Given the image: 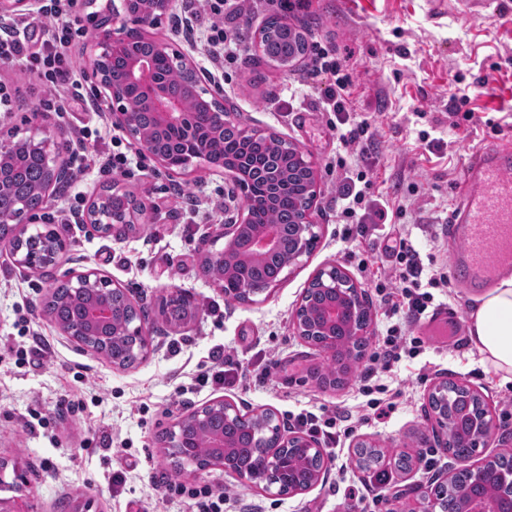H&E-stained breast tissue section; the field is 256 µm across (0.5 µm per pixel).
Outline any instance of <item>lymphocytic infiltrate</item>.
<instances>
[{"label": "lymphocytic infiltrate", "mask_w": 512, "mask_h": 512, "mask_svg": "<svg viewBox=\"0 0 512 512\" xmlns=\"http://www.w3.org/2000/svg\"><path fill=\"white\" fill-rule=\"evenodd\" d=\"M196 32L209 49L213 58L233 61L240 51V40L233 29L238 12L237 0H198ZM39 13L45 32L39 47H31L11 33L0 35V63L27 62L37 73L47 94L41 99V107L48 112H62L75 104H86L87 95L82 84L75 78V66L68 48L76 38L86 36L87 25L95 19L94 13H82L79 0H47ZM314 59L311 76L324 73L335 75L334 86L328 87L319 100L322 111L335 113L339 123L338 142L341 147L351 148L349 160L338 161L340 170L338 198L343 204L341 215L347 228L346 239L366 237L371 225L387 223L389 218L399 217L405 205L373 202L366 197V187L371 180L365 165L369 151L375 148V133L368 119L351 121V87L347 77L341 76V65L329 51L321 46L312 49ZM394 261L398 286L394 296L385 297L387 317H404L406 322L418 321L433 301L432 288L446 284V277L423 278V267L418 252L407 243L389 248ZM294 427L303 429L311 436L321 438L328 449H335L342 436L350 434L354 425L345 412L333 416L301 412L293 416Z\"/></svg>", "instance_id": "lymphocytic-infiltrate-1"}]
</instances>
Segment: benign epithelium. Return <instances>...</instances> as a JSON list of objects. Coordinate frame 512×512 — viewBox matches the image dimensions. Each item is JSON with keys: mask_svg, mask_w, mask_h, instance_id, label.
Masks as SVG:
<instances>
[{"mask_svg": "<svg viewBox=\"0 0 512 512\" xmlns=\"http://www.w3.org/2000/svg\"><path fill=\"white\" fill-rule=\"evenodd\" d=\"M123 10L112 9V13L103 17L95 34L93 50V76L101 87L102 101L112 111V119L124 127L133 140L151 153L158 163L166 169L186 171L194 165V161H203L217 171L224 172L229 187L224 191V249L221 251H206L202 256L201 271L208 274L207 267L214 264H224L236 255L240 238H247L245 250L255 262H264L277 255H282L278 272L297 265L300 259L308 255L318 238L316 225L312 221V207L317 196V174L315 163L298 146L291 144L273 132L264 136L273 146L282 151L289 150L297 153L301 167L304 168V182L288 186L302 195V199L288 224L265 225L259 230H253V212L250 200L251 166L248 164L230 165L224 160L219 135L223 129L235 123V115L224 108V104L213 98L209 101H199L203 108L210 110L208 116L215 128L212 137L205 140L202 152L183 156L178 163H173L166 154L152 148V141L136 125L135 113L126 108L127 88L137 86L144 106L154 111L156 125L160 129L176 127L178 130L192 135L194 128L190 121L194 113L188 111V102L184 98L169 95L165 88L164 79L157 74L153 61L149 57L133 58L128 66L120 73H108L106 64L113 54L122 51L131 35L125 25L126 18H131L134 25L144 29L155 24L158 17L169 12L172 0H121ZM119 27H114L115 23ZM157 51L161 55H172L184 69L196 74L190 61L177 49L167 42H156ZM30 148L44 154L48 160L60 156L67 149V132L63 128H55L53 136L47 140L30 142ZM77 173L64 164L53 166L51 181L46 194L62 182L72 181ZM24 225L19 216H0V248L9 249L16 257V262L29 266L26 257L20 255L16 244L23 241ZM70 295L83 300L86 295L95 293L97 297L86 304L84 314L88 331L58 326L61 333L69 340L78 344L86 351L102 354L104 344L112 338L107 324L112 313L106 296L108 288L117 287L110 278L97 269H86L72 273L66 280ZM318 287L328 293L331 300L322 310L306 317L301 310H296L294 328L308 344L315 346L330 355H336V332L339 328L352 323V320L365 312L360 328L354 329V335L363 340L358 354H363L365 345L371 337V321L368 317L369 307L361 287L351 278L341 266L329 264L319 269L309 283V287ZM123 335L131 344L133 354L138 361L148 360L155 352L152 331L146 315L137 311L130 316L123 328ZM465 387L457 381L448 379L437 382L428 395V405L438 423H446V417L441 415L437 401L439 395L446 391L448 384ZM203 427L209 432L210 447L219 449L215 455L205 457L195 463L194 474H201L214 467L224 464L222 449L232 447V437L225 434V427L240 425L243 430L260 433L259 449L254 451L247 468L239 476L263 484L265 491L277 487L279 495L303 494L315 487L323 478L328 465L324 450L318 443L303 434L286 432L282 427L277 413L271 409H260L246 417L238 407L226 400H214L202 405L194 411L180 417L173 426L162 434L164 456L176 468L180 469L189 461L192 450L188 448L182 437V427L186 422ZM14 482L11 488L17 495L11 498H0V512H34L29 495L27 480L24 473V463L20 459L13 460ZM455 477L451 476L439 486L433 495H424L419 509L412 512H438L439 499L444 497L448 488L452 487ZM463 512H512V483H507L502 490L490 495L479 485H474L466 492V505Z\"/></svg>", "mask_w": 512, "mask_h": 512, "instance_id": "7a95c632", "label": "benign epithelium"}]
</instances>
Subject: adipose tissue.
<instances>
[{
    "instance_id": "ef3b65f1",
    "label": "adipose tissue",
    "mask_w": 512,
    "mask_h": 512,
    "mask_svg": "<svg viewBox=\"0 0 512 512\" xmlns=\"http://www.w3.org/2000/svg\"><path fill=\"white\" fill-rule=\"evenodd\" d=\"M468 334L482 364L499 374L501 384L512 383V277L500 279L477 298Z\"/></svg>"
}]
</instances>
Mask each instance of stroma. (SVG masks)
I'll use <instances>...</instances> for the list:
<instances>
[{
  "mask_svg": "<svg viewBox=\"0 0 512 512\" xmlns=\"http://www.w3.org/2000/svg\"><path fill=\"white\" fill-rule=\"evenodd\" d=\"M236 30L244 50L234 63L215 71L225 107L241 126L271 130L311 155L318 176L312 219L319 238L308 256L286 270L283 280L256 302L226 300L215 283L199 272L204 250H219L224 222V177L200 163L191 172L166 170L128 133L113 126L111 138L87 143L88 159L105 151L125 153L142 163L132 178L80 169L76 179L58 186L47 210L69 206L75 196L91 204L102 190L117 186L150 208L148 224L111 237L90 225L75 224L65 238L56 266L19 267L0 250V457L25 459L37 512H184L179 499H161L153 476L171 474L159 444L160 434L178 417L218 399L235 402L242 412L275 410L281 419L309 407L353 411L362 402L361 378L371 368L390 324L376 287L390 274L387 241L405 239L418 251L424 276L451 275L453 246L445 234L448 216L466 165L479 148L512 146V0H304L303 7L281 8L278 0H243ZM189 11L174 0L148 34L172 43L193 62L201 57L194 38L180 23ZM288 19L308 43L335 53L353 84L354 117L373 122L379 151L367 159L372 170L371 198L398 196L408 203L404 218L378 225L371 236L346 241L336 201V132L333 113L317 110L318 94L333 83L331 74L308 79L311 57L291 70L259 60L257 32L270 18ZM0 86L8 88V111L0 112V139L49 136L54 126L111 124V113L74 110L49 125L33 117L40 92L37 75L25 66L0 64ZM458 98L459 113L448 112ZM342 266L364 289L372 315L369 354L355 364L338 387L319 383L316 373L329 355L306 343L293 329V317L309 279L324 265ZM368 273H361V266ZM99 269L126 289L144 308L157 347L145 363L121 368L62 336L44 308L56 280L70 272ZM185 292L196 311L188 325L162 317L159 303L173 291ZM434 306L459 312L447 339L429 335L427 320L412 334L421 341L413 357H402L379 373L395 407L346 438L338 459L322 481L298 495L276 496L247 480L213 469L202 475L182 472L185 484H214L230 493L225 512H398L412 507L444 475L462 468L441 448L445 437L427 412V397L438 380L464 382L478 391L493 415V434L479 445L471 464L512 449V383L480 362L468 339L472 294L456 283L433 289ZM47 340L40 362L22 363L18 348ZM223 350L239 376L234 386L190 384L210 354ZM369 437L380 447L389 482L378 505L362 507L350 490L371 479L356 467L353 444ZM434 451L437 465L400 471L403 453ZM130 465L120 494L109 479L118 466Z\"/></svg>",
  "mask_w": 512,
  "mask_h": 512,
  "instance_id": "35a3bbf8",
  "label": "stroma"
}]
</instances>
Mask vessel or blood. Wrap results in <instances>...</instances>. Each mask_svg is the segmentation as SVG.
Wrapping results in <instances>:
<instances>
[{
  "mask_svg": "<svg viewBox=\"0 0 512 512\" xmlns=\"http://www.w3.org/2000/svg\"><path fill=\"white\" fill-rule=\"evenodd\" d=\"M449 231L456 241L452 260L464 285L477 291L504 263L512 262V148L477 152L459 187Z\"/></svg>",
  "mask_w": 512,
  "mask_h": 512,
  "instance_id": "vessel-or-blood-1",
  "label": "vessel or blood"
}]
</instances>
